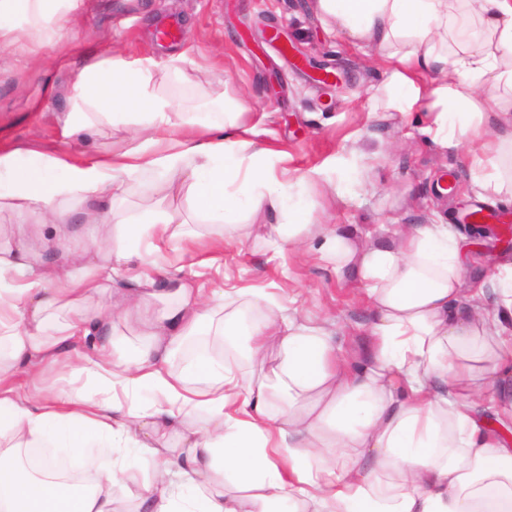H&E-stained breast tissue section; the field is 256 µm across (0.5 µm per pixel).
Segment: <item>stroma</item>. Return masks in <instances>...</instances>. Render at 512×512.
<instances>
[{
    "label": "stroma",
    "instance_id": "35a3bbf8",
    "mask_svg": "<svg viewBox=\"0 0 512 512\" xmlns=\"http://www.w3.org/2000/svg\"><path fill=\"white\" fill-rule=\"evenodd\" d=\"M67 15L64 39L0 44L1 149L64 151L76 159L125 149L131 130L123 126L102 123L71 139L62 135L82 70L118 56L151 67L157 91L176 111L198 116L218 100L248 101L244 123L279 155L275 176L310 205L303 221L362 229L446 224L468 237L462 206L512 210L505 199L479 200L466 147L434 142L429 103L414 112L386 109L380 54L358 48L323 20L314 0H76ZM164 24L175 25L179 38L160 40L156 31ZM271 25L305 65L263 41ZM319 68L339 75L340 83L315 81ZM162 211L199 235L194 251L169 250L172 278L205 288L276 289L289 314L335 317L344 354L363 357L370 342L363 285L313 252L275 253L277 217H242V230L221 236L196 210L188 187L147 175L127 183L112 214L119 221Z\"/></svg>",
    "mask_w": 512,
    "mask_h": 512
}]
</instances>
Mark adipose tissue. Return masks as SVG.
<instances>
[{
  "mask_svg": "<svg viewBox=\"0 0 512 512\" xmlns=\"http://www.w3.org/2000/svg\"><path fill=\"white\" fill-rule=\"evenodd\" d=\"M50 0H0V43L61 25ZM325 20L385 60L384 89L402 112L430 102L435 138L478 145L479 197L512 196V0H317ZM479 25L478 45L461 39ZM446 72L430 85L427 73ZM245 105L188 119L159 95L150 68L87 65L73 86L66 135L99 120L133 125L121 153L86 163L68 153H0V207L37 214L0 244V512H118L116 481L136 512H512V263L462 301L480 260L444 224H404L361 250L350 227L295 223L292 186L272 178L273 151L245 137ZM188 186L199 212L238 230L241 212L281 218L283 246L315 233L322 261L363 283L371 340L345 358L336 324L286 315L268 291L229 292L172 279L155 254L181 235L173 214L98 223L71 246L73 200L104 203L143 173ZM120 239L104 252L103 243ZM148 251L152 273L113 291ZM254 311L241 324L242 309ZM135 325L133 357L112 349L115 323ZM229 347L246 334L251 374L202 352L169 363L202 331ZM62 384L28 393L19 371L58 363ZM94 393H86V384ZM149 401H139L140 391ZM29 448L79 458L88 491L40 479ZM139 462L115 472L112 452Z\"/></svg>",
  "mask_w": 512,
  "mask_h": 512,
  "instance_id": "1",
  "label": "adipose tissue"
}]
</instances>
